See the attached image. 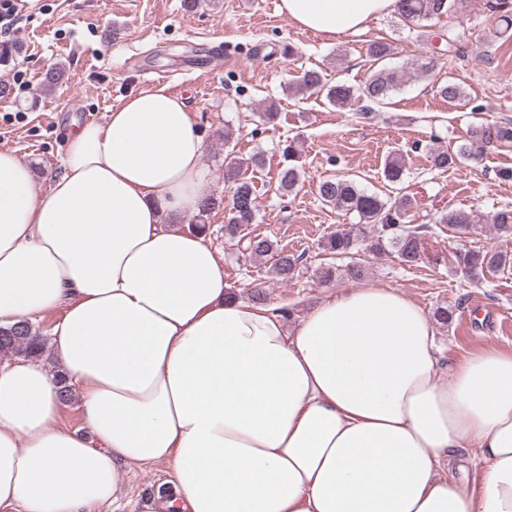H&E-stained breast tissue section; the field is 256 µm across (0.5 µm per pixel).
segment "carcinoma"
<instances>
[{"instance_id": "obj_1", "label": "carcinoma", "mask_w": 512, "mask_h": 512, "mask_svg": "<svg viewBox=\"0 0 512 512\" xmlns=\"http://www.w3.org/2000/svg\"><path fill=\"white\" fill-rule=\"evenodd\" d=\"M454 0H398V18L403 23H417L440 18L452 10ZM407 72L383 67L375 71L360 89V97L373 104H382L390 93L406 81ZM301 95L325 93L329 103L338 108H346L355 99L353 87L346 84H327L322 72L307 69L301 72L294 86ZM438 93L455 103L464 97L462 89L453 82L439 85ZM231 135L224 134V181L232 185L231 204L228 208L224 235L238 240L242 251L251 257H271L274 259V272L282 280L294 279L302 256L280 251L266 236L254 234L249 227L256 223L258 199L252 179L245 177L244 161L234 155L229 148ZM512 144V122L485 125L477 130L470 143L457 152L439 151L433 154L432 162L438 169H448L462 159L472 156L489 144ZM281 153L286 162L278 174L277 190L281 194L291 193L299 182L300 169L296 164L298 151L292 144H281ZM321 202L328 206L354 213L359 218L355 230L338 231L330 235L324 243V251L345 257L358 247L369 253H389L409 268L422 261V230L426 225L404 223L408 212L414 207L413 200L405 195L394 199L381 198L377 194L361 189L357 183L344 175H336L321 180L318 184ZM224 205V199L214 195L201 198L197 213L189 227L204 231L210 214ZM439 223L448 225L454 232L465 235L471 232L475 223L472 213L465 209H454L442 214ZM489 223L497 233L512 239V208L504 207L490 215ZM460 268L472 281H478L490 271L512 270V251L508 249L484 250L471 248L461 253ZM44 342L28 321H21L7 328H0V355L22 356L31 360L43 357Z\"/></svg>"}]
</instances>
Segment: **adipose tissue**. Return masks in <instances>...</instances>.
I'll return each mask as SVG.
<instances>
[{"label": "adipose tissue", "mask_w": 512, "mask_h": 512, "mask_svg": "<svg viewBox=\"0 0 512 512\" xmlns=\"http://www.w3.org/2000/svg\"><path fill=\"white\" fill-rule=\"evenodd\" d=\"M278 10L336 38L397 0ZM205 148L160 85L74 127L49 188L0 149V327L62 309L85 424L62 426L40 363H0V512H95L130 464L169 466L182 512H512V346L440 368L428 314L385 285L327 291L292 328L231 296L207 235L179 227Z\"/></svg>", "instance_id": "adipose-tissue-1"}]
</instances>
